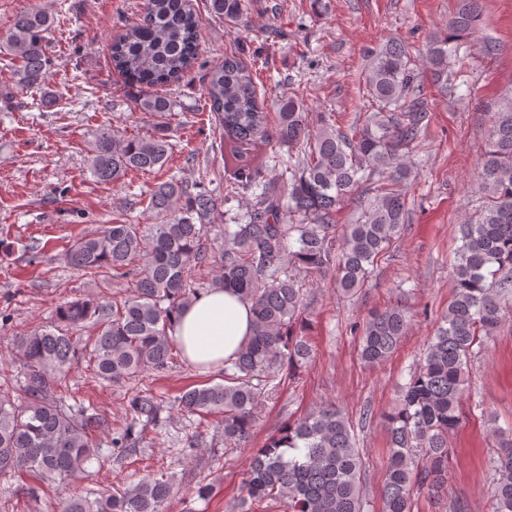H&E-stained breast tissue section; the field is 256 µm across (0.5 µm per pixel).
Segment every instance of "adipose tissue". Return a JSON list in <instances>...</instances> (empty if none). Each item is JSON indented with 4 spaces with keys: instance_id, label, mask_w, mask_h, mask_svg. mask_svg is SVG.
I'll list each match as a JSON object with an SVG mask.
<instances>
[{
    "instance_id": "ef3b65f1",
    "label": "adipose tissue",
    "mask_w": 512,
    "mask_h": 512,
    "mask_svg": "<svg viewBox=\"0 0 512 512\" xmlns=\"http://www.w3.org/2000/svg\"><path fill=\"white\" fill-rule=\"evenodd\" d=\"M251 328L250 302L230 291L210 288L185 307L173 336L190 364L210 369L235 358Z\"/></svg>"
}]
</instances>
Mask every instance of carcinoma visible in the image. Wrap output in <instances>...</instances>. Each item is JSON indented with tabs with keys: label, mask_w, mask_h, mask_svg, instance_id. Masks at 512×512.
Here are the masks:
<instances>
[{
	"label": "carcinoma",
	"mask_w": 512,
	"mask_h": 512,
	"mask_svg": "<svg viewBox=\"0 0 512 512\" xmlns=\"http://www.w3.org/2000/svg\"><path fill=\"white\" fill-rule=\"evenodd\" d=\"M206 2L212 17L235 25L252 4ZM481 17L482 0H459L446 30L428 41L424 66L444 95L451 44L474 33ZM53 22L37 7L14 16L0 40L14 77V90L0 96L4 103L45 89ZM200 27L192 0H142L139 21L110 45L112 67L138 87L176 83L197 63ZM204 80L205 106L224 136L225 161L237 164L227 196L248 194L251 203L235 223L224 225V246L216 250L205 232L221 201L197 183L172 177L150 190L147 210L154 223H112L76 241L66 255L70 265L91 277L127 278L133 288L119 303L67 301L57 308L54 324L16 340L25 397L17 403L0 389V475L25 472L43 484L87 471L101 454L94 436L106 420L82 403H66L56 389L82 358L112 383L165 370L182 353L169 331L202 291L195 271L206 264L217 269L210 287L235 291L251 303L252 334L236 358L224 362V381L194 386L177 402L190 415L221 416L224 442H246L270 382H296L310 357L302 319L305 281L330 273L339 295L354 296L404 231L410 153L424 136L428 112L424 77L402 41L391 39L371 52L364 86L373 111L346 130L323 113L310 123L296 93L276 99L268 112L252 67L235 53L210 65ZM137 106L145 115L162 116L174 104L155 91L140 96ZM491 123L481 172L484 201L477 219L460 225L448 310L384 415L390 448L380 512H411L416 496L448 495V435L462 419L473 347L512 314L505 308L512 297V92ZM259 145L268 148L265 160L241 163L245 151ZM283 147L288 161L279 170L269 167L267 160L280 158ZM170 150L165 125L142 137L102 128L90 171L100 183H120L132 172L162 168ZM350 199L361 212L338 238L336 212ZM410 320L407 308L396 304L351 325L360 337L361 360L368 366L386 362ZM87 322L97 333L80 345L69 330ZM163 408V399L147 386L131 397L130 421L112 434L117 456L140 451L137 426L157 424ZM492 437V512H512V431L496 427ZM243 490V512L263 502L287 512H366L363 453L348 419L336 404L324 402L282 425L253 453ZM172 493L169 480L146 477L72 495L61 512H167Z\"/></svg>",
	"instance_id": "obj_1"
}]
</instances>
